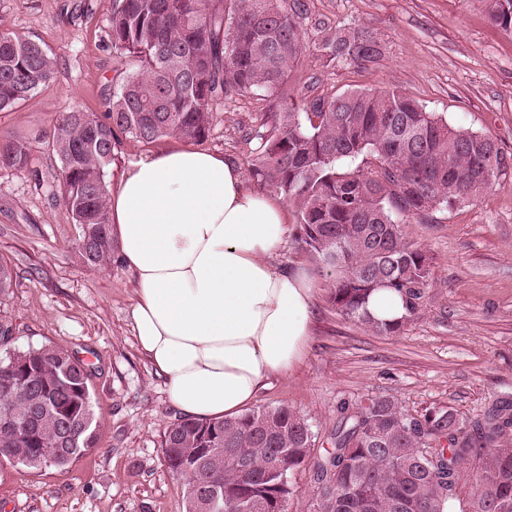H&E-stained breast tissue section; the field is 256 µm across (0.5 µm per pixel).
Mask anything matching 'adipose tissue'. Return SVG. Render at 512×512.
Masks as SVG:
<instances>
[{
	"mask_svg": "<svg viewBox=\"0 0 512 512\" xmlns=\"http://www.w3.org/2000/svg\"><path fill=\"white\" fill-rule=\"evenodd\" d=\"M108 211L137 282L136 343L185 415L237 416L301 362L313 286L303 269L270 264L288 237L287 208L248 187L234 160L192 147L152 153L124 173Z\"/></svg>",
	"mask_w": 512,
	"mask_h": 512,
	"instance_id": "ef3b65f1",
	"label": "adipose tissue"
}]
</instances>
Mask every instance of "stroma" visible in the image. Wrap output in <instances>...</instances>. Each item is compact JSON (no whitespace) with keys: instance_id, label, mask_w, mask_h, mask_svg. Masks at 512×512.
<instances>
[{"instance_id":"obj_1","label":"stroma","mask_w":512,"mask_h":512,"mask_svg":"<svg viewBox=\"0 0 512 512\" xmlns=\"http://www.w3.org/2000/svg\"><path fill=\"white\" fill-rule=\"evenodd\" d=\"M112 0H0V33L40 42L57 58L54 81L0 112V135L25 139V168H0V261L17 285L0 295L10 346L51 344L95 367L96 450L64 471L0 465V512H185L186 487L161 448L182 414L132 336L136 282L120 262L90 268L75 257L79 229L63 204L61 163L48 136L63 112L103 114L120 63L112 51ZM306 53L288 87L298 106L349 89H399L449 124L493 137L512 153V35L493 26L482 0H309L300 21ZM364 28L382 46L374 62L324 66L327 31ZM268 101H226L203 149L249 172ZM178 138H124L106 169L114 187L130 166ZM433 280L419 313L393 336L377 335L331 305L328 280L314 277L316 320L304 357L271 380L255 404L285 405L326 437L342 403L389 395L409 411L447 406L484 413L512 396V173L477 202L409 224Z\"/></svg>"}]
</instances>
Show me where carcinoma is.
Returning <instances> with one entry per match:
<instances>
[{
  "instance_id": "obj_1",
  "label": "carcinoma",
  "mask_w": 512,
  "mask_h": 512,
  "mask_svg": "<svg viewBox=\"0 0 512 512\" xmlns=\"http://www.w3.org/2000/svg\"><path fill=\"white\" fill-rule=\"evenodd\" d=\"M491 23L512 33V0H488ZM307 0H113L112 50L138 68L120 78L103 117L71 108L52 130L63 200L89 267L112 262L104 170L125 134L143 144L171 136L205 140L215 106L235 96L271 101L246 133L256 143L258 183L295 208L296 240L328 283L332 306L378 334L404 320L379 322L367 311L377 288H390L414 316L426 295L432 259L404 224L478 201L500 185L512 155L486 135L448 124L397 91L354 89L317 96L307 111L288 103V79L305 54L296 17ZM323 66L364 65L381 56L365 29L323 35ZM57 59L36 40L0 34V111L52 83ZM28 142H0V166L24 167ZM93 371L56 345L0 357V463L63 470L97 447ZM76 444L60 451L64 435ZM309 420L285 405L238 417H184L164 433L171 472L186 482L185 512H203L201 494L223 489L215 512H288L289 475L312 468L308 512H442L476 468L467 512H512V401L470 418L446 407L414 414L393 396L342 404L325 444ZM43 449L46 463L30 457Z\"/></svg>"
}]
</instances>
